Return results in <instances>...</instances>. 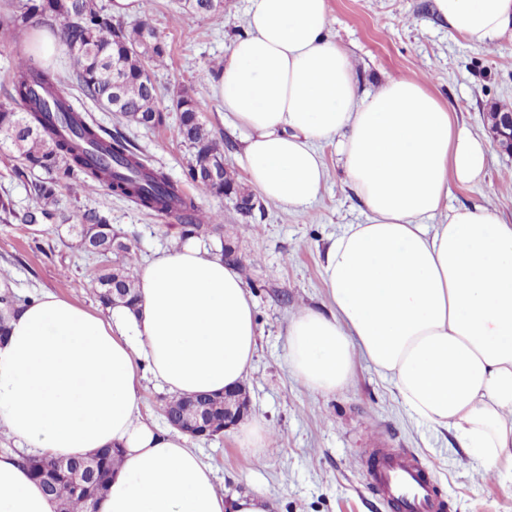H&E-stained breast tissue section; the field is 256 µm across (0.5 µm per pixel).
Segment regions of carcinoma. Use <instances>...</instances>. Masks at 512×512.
<instances>
[{"label":"carcinoma","instance_id":"cac0c4a2","mask_svg":"<svg viewBox=\"0 0 512 512\" xmlns=\"http://www.w3.org/2000/svg\"><path fill=\"white\" fill-rule=\"evenodd\" d=\"M188 7L195 14L217 12L224 8V0H188ZM43 11L58 20L56 32L70 48L83 96L118 113L130 124L153 127L163 123L149 63L166 55V45L147 21L127 27L113 20L96 0H46L40 10L23 8L5 27L25 29ZM175 107L179 112V135L191 154L186 181L206 193L234 196L238 211L250 214L253 195L224 167V146L201 121L195 98L182 91ZM0 141L10 142L19 154L21 165L14 169L16 177L22 178L34 169L46 173L45 178L31 183L34 209L15 212L9 203L0 200V211L19 224L57 220L61 215V184L89 181L141 210L175 216L184 241L223 231L219 220L201 212L180 182L151 166L125 135L101 128L78 111L72 103L71 88L53 69L31 59L15 66L0 102ZM214 167L219 169L217 181L210 180ZM71 229L80 249L105 259L93 277L99 302L105 307H135L138 292L133 269L137 255L132 245L124 242L125 233L96 210L77 215ZM29 300L9 291L0 296V339L8 335L9 320L16 308ZM196 403L208 406L209 430L215 435L222 433V395L169 396L162 404L163 416L174 420ZM122 462V451L111 446L94 455L41 456L37 463L27 460L25 465L43 492L56 501L59 512H94L99 491L108 485Z\"/></svg>","mask_w":512,"mask_h":512}]
</instances>
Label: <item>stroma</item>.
<instances>
[{
	"mask_svg": "<svg viewBox=\"0 0 512 512\" xmlns=\"http://www.w3.org/2000/svg\"><path fill=\"white\" fill-rule=\"evenodd\" d=\"M327 2L333 37L349 57L359 91H377L393 77L417 80L459 123L488 139L483 176L467 186L451 185L449 208L487 204L511 221L512 154L490 141L488 117L497 107L512 111V38L471 47L438 18L433 0ZM182 4L152 0L149 11L167 46L164 59L151 65L166 115L163 125L129 124L79 94L73 103L107 130L127 135L146 160L180 180L190 154L178 133L174 100L187 89L202 120L224 142L225 167L247 183L246 132L234 125L202 75L229 58L234 40L246 29L248 0H224L217 14H189ZM323 155L326 184L303 213L264 200L245 217L232 200L195 195L200 208L221 213L224 224L223 238L202 235L197 245L215 253L221 242H229L243 263L239 274L255 303L260 333L253 367L243 381L248 417L263 420L270 435L266 447L248 450L240 447L235 427L210 439H190V447L213 467L225 494L264 493L273 512H391L358 465L379 444L414 453L446 499L447 512H512V478L468 458L452 434L412 417L393 382L365 360H357L348 382L330 394L312 392L291 375L288 322L308 309L330 310L323 280L327 249L345 225L364 223L367 216L335 146H324ZM60 195L66 214L107 213L137 250L139 265L182 245L178 224L106 191L69 186ZM96 266L77 250L67 224L31 230L0 221V284L10 292H52L96 310L100 304L91 285Z\"/></svg>",
	"mask_w": 512,
	"mask_h": 512,
	"instance_id": "1",
	"label": "stroma"
}]
</instances>
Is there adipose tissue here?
<instances>
[{
    "mask_svg": "<svg viewBox=\"0 0 512 512\" xmlns=\"http://www.w3.org/2000/svg\"><path fill=\"white\" fill-rule=\"evenodd\" d=\"M449 29L479 48L512 36V0H434ZM236 124L250 183L305 211L334 142L367 209L331 243L330 312L288 323V369L328 394L364 358L419 422L454 434L483 465L512 469V223L486 206L444 211L450 181L484 171L483 139L414 80L359 95L328 24L327 0H249L247 29L214 81ZM442 223H433L438 212ZM138 311L98 314L33 297L0 342V512H57L22 455L74 456L114 444L123 463L96 512H272L262 494L225 497L178 430L141 414V385L220 393L250 371L258 325L248 289L194 244L139 277Z\"/></svg>",
    "mask_w": 512,
    "mask_h": 512,
    "instance_id": "1",
    "label": "adipose tissue"
}]
</instances>
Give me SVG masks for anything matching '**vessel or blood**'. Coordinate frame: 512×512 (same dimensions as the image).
Returning <instances> with one entry per match:
<instances>
[{"instance_id":"1","label":"vessel or blood","mask_w":512,"mask_h":512,"mask_svg":"<svg viewBox=\"0 0 512 512\" xmlns=\"http://www.w3.org/2000/svg\"><path fill=\"white\" fill-rule=\"evenodd\" d=\"M367 467L373 489L387 505L399 512H444L445 501L413 453L380 446L373 449Z\"/></svg>"}]
</instances>
